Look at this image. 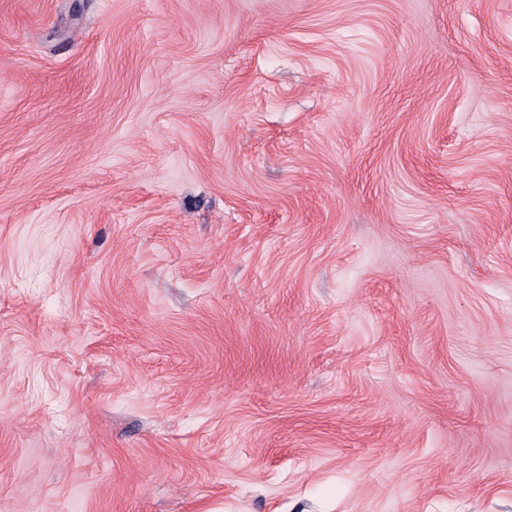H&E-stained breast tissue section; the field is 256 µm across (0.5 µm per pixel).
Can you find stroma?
Segmentation results:
<instances>
[{
  "label": "stroma",
  "mask_w": 512,
  "mask_h": 512,
  "mask_svg": "<svg viewBox=\"0 0 512 512\" xmlns=\"http://www.w3.org/2000/svg\"><path fill=\"white\" fill-rule=\"evenodd\" d=\"M0 512H512V0H0Z\"/></svg>",
  "instance_id": "1"
}]
</instances>
